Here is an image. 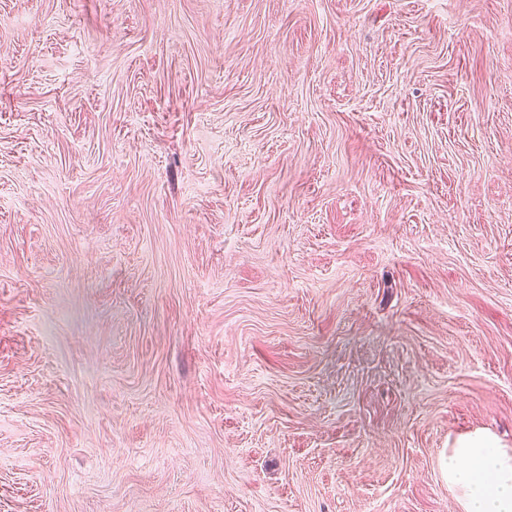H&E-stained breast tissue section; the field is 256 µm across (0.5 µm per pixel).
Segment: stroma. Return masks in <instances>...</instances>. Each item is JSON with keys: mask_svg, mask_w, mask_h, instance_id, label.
<instances>
[{"mask_svg": "<svg viewBox=\"0 0 512 512\" xmlns=\"http://www.w3.org/2000/svg\"><path fill=\"white\" fill-rule=\"evenodd\" d=\"M512 451V0H0V512H465ZM443 469L466 512H512V453L493 436L475 432L457 438Z\"/></svg>", "mask_w": 512, "mask_h": 512, "instance_id": "1", "label": "stroma"}]
</instances>
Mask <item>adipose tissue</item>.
I'll use <instances>...</instances> for the list:
<instances>
[{
    "instance_id": "ef3b65f1",
    "label": "adipose tissue",
    "mask_w": 512,
    "mask_h": 512,
    "mask_svg": "<svg viewBox=\"0 0 512 512\" xmlns=\"http://www.w3.org/2000/svg\"><path fill=\"white\" fill-rule=\"evenodd\" d=\"M443 469L465 512H512V452L493 436L475 432L457 438Z\"/></svg>"
}]
</instances>
